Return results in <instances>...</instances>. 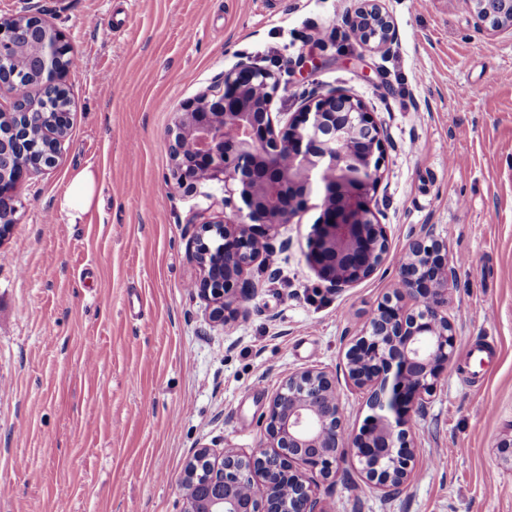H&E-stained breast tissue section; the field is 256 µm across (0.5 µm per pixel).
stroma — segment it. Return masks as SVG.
<instances>
[{
  "label": "stroma",
  "instance_id": "obj_1",
  "mask_svg": "<svg viewBox=\"0 0 512 512\" xmlns=\"http://www.w3.org/2000/svg\"><path fill=\"white\" fill-rule=\"evenodd\" d=\"M381 4L395 39L373 49L307 38L314 24L347 33L360 0H0V16L41 15L79 57L58 163L19 185L0 241V512H181L193 452L260 448L271 394L304 369L333 377L359 430L370 410L348 343L427 230L455 260L456 347L411 416L421 467L386 496L348 459L318 497L324 512H512L497 448L512 434V31L477 23L465 0ZM243 60L278 75L280 122L331 91L365 103L390 257L329 287L306 259L310 211L279 229L242 315L218 326L189 249L224 191L177 185L168 134ZM82 169L96 199L73 221L60 201Z\"/></svg>",
  "mask_w": 512,
  "mask_h": 512
}]
</instances>
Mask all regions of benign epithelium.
I'll return each mask as SVG.
<instances>
[{
	"instance_id": "obj_1",
	"label": "benign epithelium",
	"mask_w": 512,
	"mask_h": 512,
	"mask_svg": "<svg viewBox=\"0 0 512 512\" xmlns=\"http://www.w3.org/2000/svg\"><path fill=\"white\" fill-rule=\"evenodd\" d=\"M475 19L512 29V0H467ZM353 35L382 48L394 31L379 0H362L351 19ZM32 47L41 94L68 99L60 83L74 53L59 29L35 14L0 17V62ZM279 83L272 72L241 62L224 73L218 90L177 114L169 150L180 186L217 182L224 212L196 216L191 258L200 267L192 285L213 303L217 324L242 313L238 289L283 224L320 210L307 259L332 288H348L371 276L390 257L386 225L372 207L382 162L378 125L364 104L342 92L302 106L280 127L270 110ZM33 165L4 170L3 162L25 140V129H0V239L15 223V193L25 178L54 167L68 130V113ZM448 247L426 233L413 239L398 266V287L386 296L348 347L347 375L372 411L359 431L348 433L336 385L321 369L288 375L272 394L265 442L250 454L233 448L198 449L179 487L183 512H321L317 477L337 473L347 456L366 484L389 495L401 489L419 464L408 425L421 410L454 357L456 336L448 317Z\"/></svg>"
}]
</instances>
